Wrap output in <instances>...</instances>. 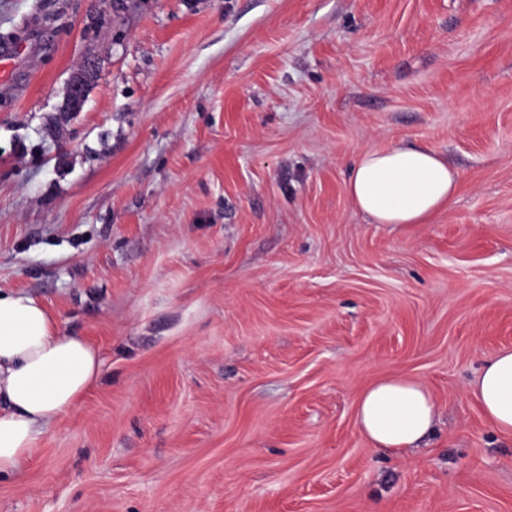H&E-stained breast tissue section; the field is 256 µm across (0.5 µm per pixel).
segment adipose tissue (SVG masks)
Here are the masks:
<instances>
[{
	"label": "adipose tissue",
	"mask_w": 512,
	"mask_h": 512,
	"mask_svg": "<svg viewBox=\"0 0 512 512\" xmlns=\"http://www.w3.org/2000/svg\"><path fill=\"white\" fill-rule=\"evenodd\" d=\"M458 174L428 149L361 153L346 179L355 205L375 224H425L449 207ZM103 375L98 349L64 333L39 301L0 293V476L27 462L44 429L68 416ZM492 426L512 434V349L485 356L472 385ZM356 418L376 448L400 452L429 435L437 405L419 381L394 374L359 395Z\"/></svg>",
	"instance_id": "1"
}]
</instances>
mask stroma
<instances>
[{
  "label": "stroma",
  "mask_w": 512,
  "mask_h": 512,
  "mask_svg": "<svg viewBox=\"0 0 512 512\" xmlns=\"http://www.w3.org/2000/svg\"><path fill=\"white\" fill-rule=\"evenodd\" d=\"M4 36L0 292L104 373L0 512H512L470 394L512 348V0H0ZM399 143L461 176L428 223L346 193ZM398 372L440 414L399 454L355 419ZM93 65L87 64L80 73H75L67 88L65 108L67 112H79L87 99L88 76Z\"/></svg>",
  "instance_id": "35a3bbf8"
}]
</instances>
